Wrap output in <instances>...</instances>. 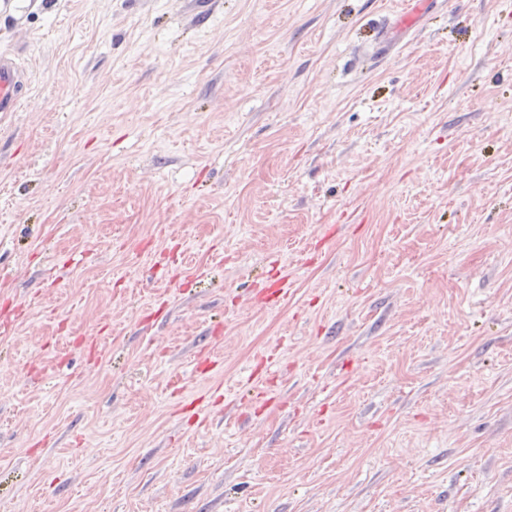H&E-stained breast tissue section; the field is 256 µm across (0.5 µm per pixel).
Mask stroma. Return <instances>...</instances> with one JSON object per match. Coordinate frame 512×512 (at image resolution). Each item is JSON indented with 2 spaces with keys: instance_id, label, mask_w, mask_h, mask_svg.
Instances as JSON below:
<instances>
[{
  "instance_id": "35a3bbf8",
  "label": "stroma",
  "mask_w": 512,
  "mask_h": 512,
  "mask_svg": "<svg viewBox=\"0 0 512 512\" xmlns=\"http://www.w3.org/2000/svg\"><path fill=\"white\" fill-rule=\"evenodd\" d=\"M0 0V512H512V0ZM20 70L7 54L0 55V112H16L21 104Z\"/></svg>"
}]
</instances>
